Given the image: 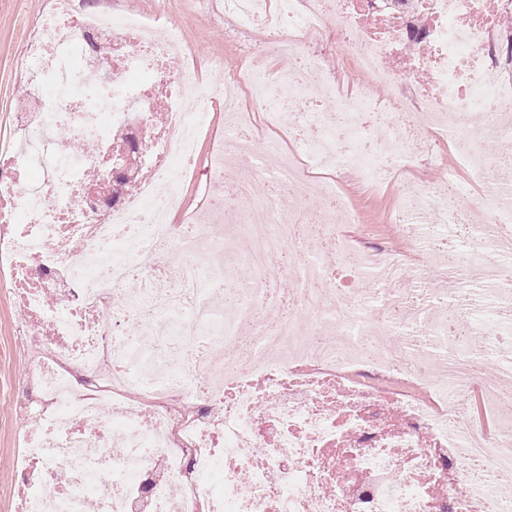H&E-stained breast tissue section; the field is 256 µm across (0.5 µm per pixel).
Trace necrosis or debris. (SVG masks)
<instances>
[{
    "instance_id": "1",
    "label": "necrosis or debris",
    "mask_w": 512,
    "mask_h": 512,
    "mask_svg": "<svg viewBox=\"0 0 512 512\" xmlns=\"http://www.w3.org/2000/svg\"><path fill=\"white\" fill-rule=\"evenodd\" d=\"M224 10L274 36L286 64L272 80L225 71L229 121L213 171L251 165L353 224L337 176L364 171L381 182L418 166L439 170L405 196L394 222L422 256L439 225H468L466 264L446 268L443 288L425 287L403 255L376 248L364 262L339 224L307 208L283 216L276 197L248 180L225 186L238 203L233 240L216 200L169 223L208 120L197 70L167 72L184 36L158 19L55 0L28 46L32 94L13 115L20 137L0 155L10 171L0 179V261L10 270L0 293L48 350L23 448L22 476L39 488L17 497V512H500L497 490L512 483V420L489 428L465 402L481 393L490 411L512 410V358L492 326L479 349L462 347L440 306L470 315L491 301L498 316L512 314V191L500 163L466 151L480 191L465 208L445 204L447 164L407 116L424 113L455 141L512 135L503 118L512 30L502 25L512 0H276L272 12L224 0ZM90 36L111 40V51L91 59ZM313 43L350 56L357 78H322L319 56L305 51ZM48 75L57 85L50 100ZM362 76L383 97L367 94ZM245 90L266 116L290 114L293 151L274 138L252 149ZM105 104L113 130L157 109L166 125L142 146L137 194L97 221L81 175L100 168V154L56 157L69 141L100 139ZM48 163L53 172L32 182L30 171ZM287 247L301 260L284 292L266 281ZM175 248L183 260L173 268ZM321 251L337 253L349 277L377 282L374 298L354 302ZM228 252L254 283L233 303ZM50 292L63 309L46 305ZM392 331L394 345L384 339ZM174 395L182 412L166 403Z\"/></svg>"
}]
</instances>
